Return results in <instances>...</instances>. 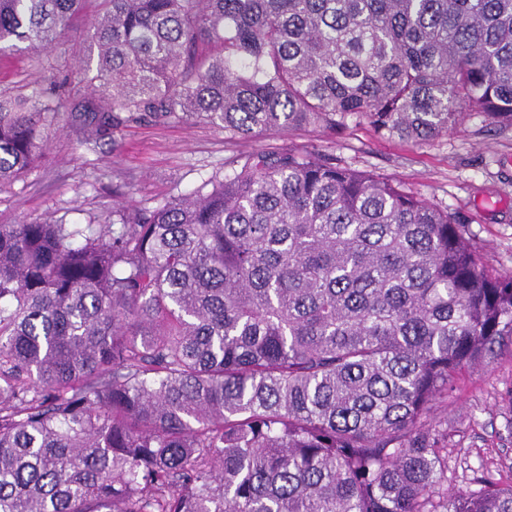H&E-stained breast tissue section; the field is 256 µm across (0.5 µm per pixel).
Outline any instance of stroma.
<instances>
[{
  "label": "stroma",
  "mask_w": 512,
  "mask_h": 512,
  "mask_svg": "<svg viewBox=\"0 0 512 512\" xmlns=\"http://www.w3.org/2000/svg\"><path fill=\"white\" fill-rule=\"evenodd\" d=\"M86 5L75 27L41 55H0V90L30 94L75 70L86 52L78 32L92 18ZM73 112L60 113L44 156L21 179L0 187V224L45 219L108 225L113 211L152 208L223 175L239 151L303 147L357 170H374L448 208L481 247L487 264L512 275V129L472 114L447 134L422 143L377 137L365 125L331 137L314 129L268 131L231 142L205 121L141 120L110 139L86 144ZM512 482V359L461 381L448 399V489L480 479Z\"/></svg>",
  "instance_id": "1"
}]
</instances>
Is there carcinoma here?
Wrapping results in <instances>:
<instances>
[{"mask_svg":"<svg viewBox=\"0 0 512 512\" xmlns=\"http://www.w3.org/2000/svg\"><path fill=\"white\" fill-rule=\"evenodd\" d=\"M86 0H0V53ZM87 140L150 118L227 139L512 128V0H98ZM56 91L0 95V184ZM512 356V276L457 220L309 151L103 227L0 224V512H512L448 493V396Z\"/></svg>","mask_w":512,"mask_h":512,"instance_id":"cac0c4a2","label":"carcinoma"}]
</instances>
